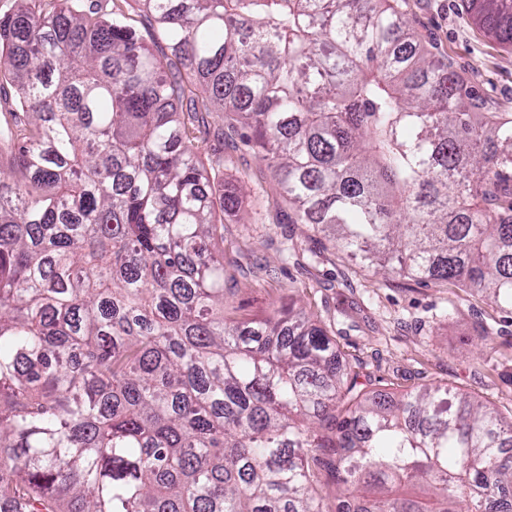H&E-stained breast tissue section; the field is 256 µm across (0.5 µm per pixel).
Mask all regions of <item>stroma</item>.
<instances>
[{
    "label": "stroma",
    "instance_id": "obj_1",
    "mask_svg": "<svg viewBox=\"0 0 512 512\" xmlns=\"http://www.w3.org/2000/svg\"><path fill=\"white\" fill-rule=\"evenodd\" d=\"M402 7L420 39L500 112L512 113V49L476 22L466 0H404ZM224 121L210 116L197 134L208 158L223 156L224 181L243 186L241 210L248 223L225 216L224 238L236 242L237 265H225L230 290L225 316L261 317L271 305L294 299L328 322L338 305L360 306L364 319L333 325L342 359L359 366L374 390L399 396L431 383L474 394L502 413L512 412V315L468 289L446 282L418 283L376 275L347 259L330 242L309 240L305 225L291 224L278 207L277 183L250 149L218 134ZM319 251L281 263L284 239ZM495 324L493 348L482 349L478 327Z\"/></svg>",
    "mask_w": 512,
    "mask_h": 512
}]
</instances>
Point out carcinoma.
<instances>
[{
    "instance_id": "1",
    "label": "carcinoma",
    "mask_w": 512,
    "mask_h": 512,
    "mask_svg": "<svg viewBox=\"0 0 512 512\" xmlns=\"http://www.w3.org/2000/svg\"><path fill=\"white\" fill-rule=\"evenodd\" d=\"M0 75L29 118L0 169V501L8 512H512V414L369 391L295 303L224 317V159L268 162L291 224L378 273L512 314V113L395 0H17ZM512 47V0H468ZM162 41L170 55L150 44ZM183 71L203 96L187 93ZM406 483L423 500L400 496Z\"/></svg>"
}]
</instances>
